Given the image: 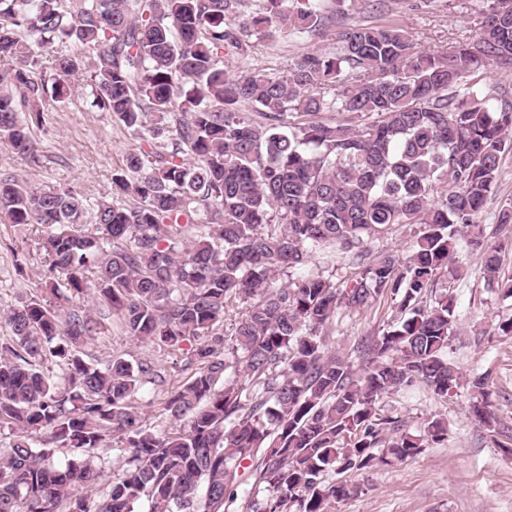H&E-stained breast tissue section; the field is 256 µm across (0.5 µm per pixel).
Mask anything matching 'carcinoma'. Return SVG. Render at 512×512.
I'll use <instances>...</instances> for the list:
<instances>
[{"label": "carcinoma", "mask_w": 512, "mask_h": 512, "mask_svg": "<svg viewBox=\"0 0 512 512\" xmlns=\"http://www.w3.org/2000/svg\"><path fill=\"white\" fill-rule=\"evenodd\" d=\"M325 2L0 0V55L16 60L0 77V139L41 164L43 101L69 97L81 75L90 107L137 141L112 175L122 204L0 176V219L42 227L48 258L40 291L3 311L0 428L13 439L0 448V512H228L243 470L247 512H332L357 492L348 473L447 436L441 418L417 433L381 413L383 397L485 395L489 377L464 378L448 356L451 288L461 251L481 249L485 281L512 297L481 224L512 151V101L463 79L512 68V0H485L478 37L446 52L395 23H357L335 52L226 72L224 52L247 54L253 36L320 37L338 16ZM395 224L419 225L407 257L373 254L368 242ZM322 251L345 255L351 275L277 284ZM382 300L396 317L356 344L358 363L337 355L336 315ZM114 322L173 351L197 340L192 374L167 391L176 431L148 429L135 404L165 385L160 367L87 357ZM48 357L59 372L43 371ZM472 415L497 431L486 401ZM111 441L128 456L106 488L90 456L51 462L56 448Z\"/></svg>", "instance_id": "1"}]
</instances>
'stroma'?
<instances>
[{"label": "stroma", "mask_w": 512, "mask_h": 512, "mask_svg": "<svg viewBox=\"0 0 512 512\" xmlns=\"http://www.w3.org/2000/svg\"><path fill=\"white\" fill-rule=\"evenodd\" d=\"M387 8L372 0H346L341 26L396 21L425 51H446L479 33L483 0H387ZM335 31L323 38L285 35L276 40H252L246 56L228 52L224 67L237 76L253 68L284 70L297 57L312 52H333ZM45 125L36 134L45 144L46 157L30 165L7 142H0V173L35 185L70 187L94 200L112 192V172L123 166L135 139L118 119L91 110L81 78L72 81V93L62 103L46 99ZM42 231L33 225L0 223V309L13 305L20 290H35L41 283L45 255ZM465 266L454 303L461 327L451 342L450 357L467 376L490 373L489 400L500 420L512 424V338L491 333L497 321L512 317V298L505 299L483 278V257L463 253ZM25 267L16 275L15 263ZM393 317L389 303L366 311L339 313L329 331L331 346L350 354L361 337L379 332ZM89 358L105 360L120 355L149 361L165 369L170 386L183 384L186 351L172 352L143 344L124 335L119 327L98 336L88 346ZM473 398L461 388L452 399H439L424 389L395 393L381 402L383 413L398 416L416 431L435 416L448 421V439L423 453L375 470L351 474L356 495L336 502L332 512H512V458L492 441L473 419Z\"/></svg>", "instance_id": "obj_1"}]
</instances>
